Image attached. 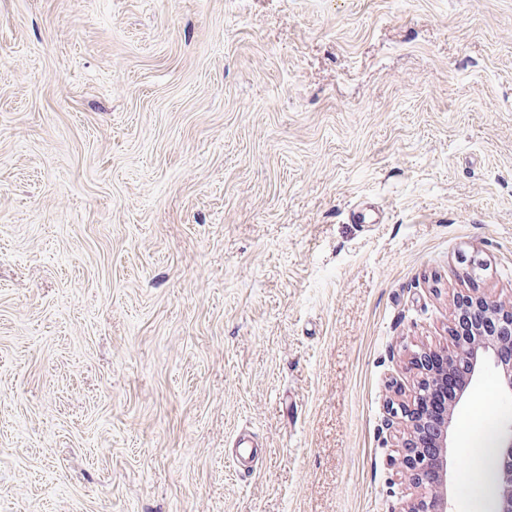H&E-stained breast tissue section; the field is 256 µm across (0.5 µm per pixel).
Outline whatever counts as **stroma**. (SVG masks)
<instances>
[{
	"label": "stroma",
	"mask_w": 512,
	"mask_h": 512,
	"mask_svg": "<svg viewBox=\"0 0 512 512\" xmlns=\"http://www.w3.org/2000/svg\"><path fill=\"white\" fill-rule=\"evenodd\" d=\"M468 293L512 296V0H0V512H403Z\"/></svg>",
	"instance_id": "stroma-1"
}]
</instances>
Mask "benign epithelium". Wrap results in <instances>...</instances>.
<instances>
[{
	"instance_id": "1",
	"label": "benign epithelium",
	"mask_w": 512,
	"mask_h": 512,
	"mask_svg": "<svg viewBox=\"0 0 512 512\" xmlns=\"http://www.w3.org/2000/svg\"><path fill=\"white\" fill-rule=\"evenodd\" d=\"M473 316L472 328L452 324L446 347L414 352L410 365L420 381L408 402L391 407L407 435L401 445L405 477L417 489L403 512H454L453 420L487 362L497 368L503 392L512 394V359L504 361V351L512 352V300L479 297ZM509 431L497 448L495 512H512V427Z\"/></svg>"
}]
</instances>
